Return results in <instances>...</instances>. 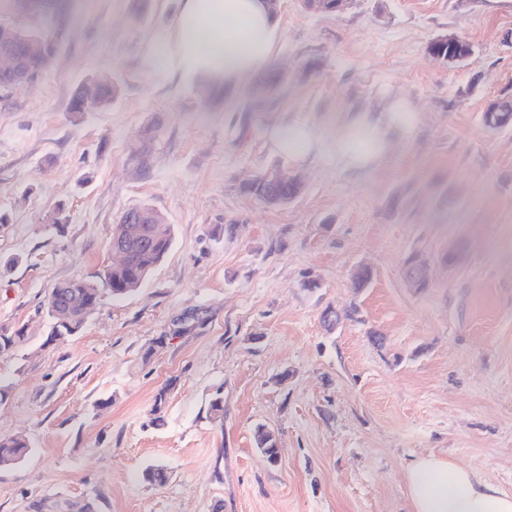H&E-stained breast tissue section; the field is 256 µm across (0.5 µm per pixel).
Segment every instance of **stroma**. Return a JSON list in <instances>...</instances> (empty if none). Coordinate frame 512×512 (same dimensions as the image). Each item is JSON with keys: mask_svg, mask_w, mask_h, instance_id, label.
<instances>
[{"mask_svg": "<svg viewBox=\"0 0 512 512\" xmlns=\"http://www.w3.org/2000/svg\"><path fill=\"white\" fill-rule=\"evenodd\" d=\"M178 3L60 0L58 54L0 91V260L16 261L0 326L28 337L0 355V435L32 447L0 469V512L47 497L96 512H410L403 472L427 453L512 491V126L482 122L512 99V0H354L339 15L282 0L284 81L229 92L149 70ZM448 35L472 44L464 64L429 55ZM96 76L120 95L72 111ZM394 97L421 124L370 172L293 169L268 148L288 119L330 134ZM151 125L141 174L130 157ZM274 167L301 180L294 201L243 192ZM61 205L68 221L51 225ZM144 205L172 227L165 259L46 343L53 285L98 280L114 224ZM412 254L429 266L421 291L405 277ZM362 266L372 279L357 291ZM260 426L277 462L255 444ZM152 466L164 483L145 479Z\"/></svg>", "mask_w": 512, "mask_h": 512, "instance_id": "stroma-1", "label": "stroma"}]
</instances>
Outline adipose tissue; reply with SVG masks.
I'll list each match as a JSON object with an SVG mask.
<instances>
[{"instance_id":"obj_1","label":"adipose tissue","mask_w":512,"mask_h":512,"mask_svg":"<svg viewBox=\"0 0 512 512\" xmlns=\"http://www.w3.org/2000/svg\"><path fill=\"white\" fill-rule=\"evenodd\" d=\"M280 36V21L264 0H181L171 29L149 46L148 59L153 70L232 89L275 64ZM419 123L408 100L394 99L381 112L348 114L328 138L315 125L290 119L271 131L268 146L295 166L324 155L358 174L378 167L394 141H412ZM404 479L412 512H512V492L444 456L417 457Z\"/></svg>"}]
</instances>
